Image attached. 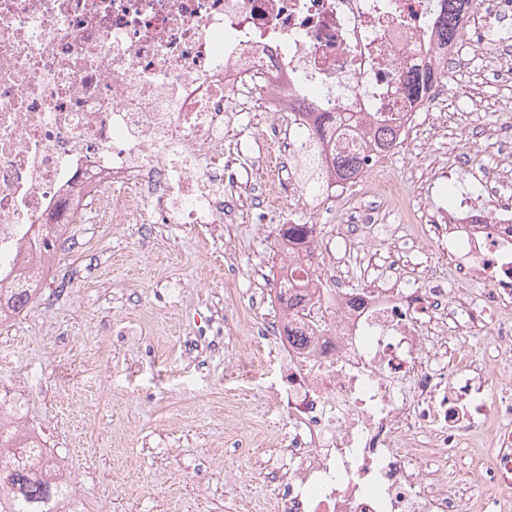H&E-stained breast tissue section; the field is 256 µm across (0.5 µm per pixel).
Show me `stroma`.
Wrapping results in <instances>:
<instances>
[{
	"label": "stroma",
	"mask_w": 512,
	"mask_h": 512,
	"mask_svg": "<svg viewBox=\"0 0 512 512\" xmlns=\"http://www.w3.org/2000/svg\"><path fill=\"white\" fill-rule=\"evenodd\" d=\"M512 124V86L491 70L463 73L446 90L439 111L420 126L433 138L410 137L386 175L416 211L388 206L352 189L305 191L263 223L246 215L221 224H78L75 250L51 270L39 299L0 326V385L28 400L32 420L55 455L69 459L85 512H225L235 479L249 512H274L282 491L270 481L288 464V428L267 411L278 368L274 345L252 349L272 308L258 305L279 262V230L312 224L322 240L340 230L337 213L375 211L347 266L336 273L363 288L395 266L402 282L425 271L450 273L429 234L439 209L462 198L493 207L512 198L502 161L512 143L493 137ZM266 125L241 113L224 133V156L249 172L244 196L267 186L268 169L249 147ZM403 225L398 237L385 227ZM259 375L226 381L246 356ZM249 453H241L242 445Z\"/></svg>",
	"instance_id": "35a3bbf8"
}]
</instances>
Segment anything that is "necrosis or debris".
Listing matches in <instances>:
<instances>
[{
    "label": "necrosis or debris",
    "instance_id": "1",
    "mask_svg": "<svg viewBox=\"0 0 512 512\" xmlns=\"http://www.w3.org/2000/svg\"><path fill=\"white\" fill-rule=\"evenodd\" d=\"M442 0H0V288L43 282L94 213L103 224H220L224 128L236 113L359 112L335 142L369 168L388 153L370 115L412 128L479 50L512 82V0L473 4L441 41ZM441 212L457 277L445 287L336 283L280 251L302 301L261 338L278 351L273 403L288 425L280 512H512V201ZM47 252H28L33 229ZM489 333L496 357L466 348ZM482 460L431 479L420 447Z\"/></svg>",
    "mask_w": 512,
    "mask_h": 512
}]
</instances>
